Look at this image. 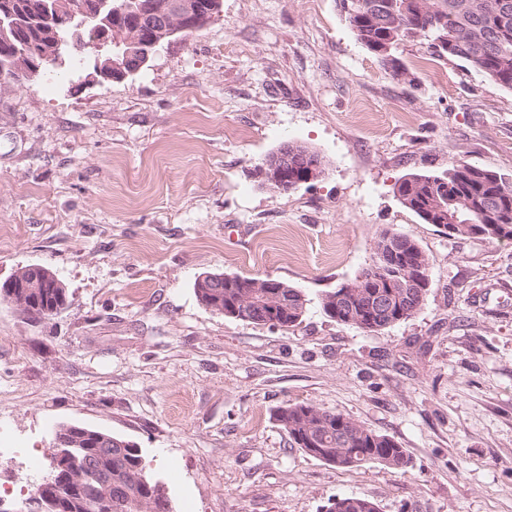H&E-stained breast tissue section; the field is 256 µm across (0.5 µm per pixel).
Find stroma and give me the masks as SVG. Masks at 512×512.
I'll list each match as a JSON object with an SVG mask.
<instances>
[{"mask_svg":"<svg viewBox=\"0 0 512 512\" xmlns=\"http://www.w3.org/2000/svg\"><path fill=\"white\" fill-rule=\"evenodd\" d=\"M393 79L339 0H223L134 77L0 85V282L51 268L67 302L33 323L0 300V499L20 504L60 424L140 450L173 512H512V240L461 238L394 195L466 162L512 175V90L425 45ZM325 160L288 192L250 173L280 145ZM430 261L422 308L367 333L326 291L371 265L383 230ZM209 272L287 282L292 328L202 305ZM305 402L405 448L406 472L341 469L273 416ZM325 507L327 512H379L373 501L352 495L334 498Z\"/></svg>","mask_w":512,"mask_h":512,"instance_id":"1","label":"stroma"}]
</instances>
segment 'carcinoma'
<instances>
[{"label":"carcinoma","mask_w":512,"mask_h":512,"mask_svg":"<svg viewBox=\"0 0 512 512\" xmlns=\"http://www.w3.org/2000/svg\"><path fill=\"white\" fill-rule=\"evenodd\" d=\"M76 0H17L16 14L29 20L23 28H0V80H20L17 55L21 43L33 42L42 51L60 50L62 71L83 60L71 50V34L61 39L51 36L46 21L56 9ZM356 39L380 58L395 78L407 75L397 52L406 42L425 41L439 55L468 63L488 79L512 90V0H339ZM293 168L301 173L320 155L294 144ZM396 194L407 209L427 224L448 226L454 213L460 221L452 235L480 236L489 240H512V177L480 167L456 166L443 175L411 173L396 184ZM397 251L409 258L410 265H429V258L417 242L407 235L383 232L375 253ZM38 277L45 286L34 297L0 282V300L14 304L31 321L46 319L67 301L64 285L45 266H26L11 276L14 283ZM413 270L404 264L385 267L382 281L354 280L324 292L319 299L329 318L364 331H377L404 321L424 305L427 289L414 285L393 288L391 313L367 318L365 295L381 291L388 281L408 283ZM195 293L205 307L230 317L265 323L267 310L276 308L279 326L289 327L301 320L309 299L300 289L279 280L224 276V287L206 288L196 280ZM275 418L295 446L306 454L338 468H349L377 461L406 469L410 464L406 450L387 435L376 433L354 420L305 403L286 402L275 411ZM62 432L77 438L69 449L67 466L60 473L56 500L68 503V512H171L164 486L146 471L138 448L112 449L103 466L112 471V487L104 486L103 473L86 467V462L102 451L97 431ZM81 479L88 496L73 499L71 483ZM326 512H378L377 505L357 496L332 499Z\"/></svg>","instance_id":"obj_1"}]
</instances>
